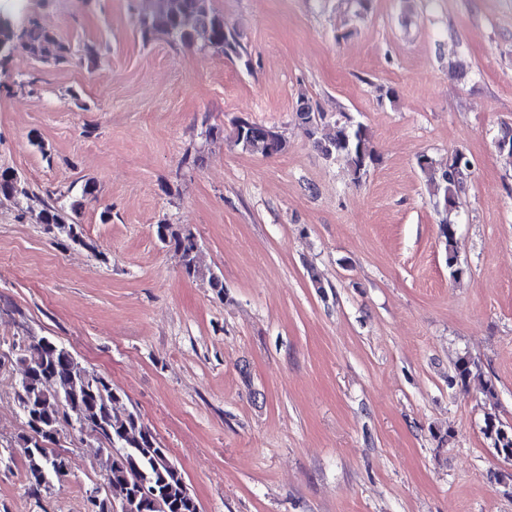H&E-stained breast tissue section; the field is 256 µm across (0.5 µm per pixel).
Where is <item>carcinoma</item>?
Wrapping results in <instances>:
<instances>
[{
    "mask_svg": "<svg viewBox=\"0 0 512 512\" xmlns=\"http://www.w3.org/2000/svg\"><path fill=\"white\" fill-rule=\"evenodd\" d=\"M154 2L157 7L139 18L144 39L163 35L185 46L220 50L228 57L240 54L239 34L224 28V18L211 9L209 0ZM7 38L21 42L36 56L52 55L56 63L67 60L70 54V46L55 42L35 21L18 31H10ZM233 138L244 149L266 157L286 148L283 138L271 140L267 137L266 126L247 120L236 124ZM316 144L326 157L343 159L357 178L376 161L367 128L345 113L336 117L332 132ZM418 165L430 175V185L444 211L454 209L467 171L466 165L460 163V155H455L448 166L440 170L426 155L419 156ZM30 194L25 180H15V173L8 170L0 172L1 196L19 205ZM41 221L55 225L71 242L84 243L81 225L67 222L63 207L46 206ZM157 235L180 254L187 276H206L217 293L224 291L223 279L211 271L204 272L198 265L197 242L191 231L173 224H159ZM440 236L444 238L448 267L453 273H460L455 267V233L451 225H441ZM18 361L24 372L15 387V400L29 428L28 434L19 437L18 445L31 486L45 488L52 478L64 474L66 460L53 448L54 441L48 439L47 433L53 429L59 434L69 427L81 435L94 436L100 443L105 496L97 503L91 495L99 489L89 491L86 496L88 512H106L104 501L138 493L169 501L168 512H196L195 498L184 476L164 463L167 449L160 445L137 412H117L122 396L105 377L83 365L69 350L48 337L24 349ZM484 432L493 440L494 448L512 452V427L504 426L496 416L489 414L485 418Z\"/></svg>",
    "mask_w": 512,
    "mask_h": 512,
    "instance_id": "1",
    "label": "carcinoma"
}]
</instances>
